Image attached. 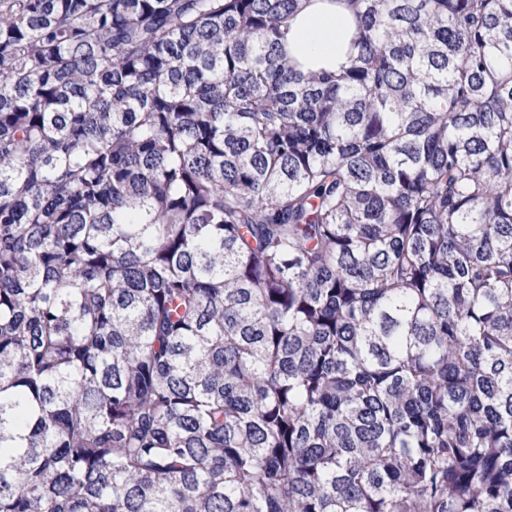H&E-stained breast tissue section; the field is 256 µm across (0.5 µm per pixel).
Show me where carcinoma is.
<instances>
[{
	"label": "carcinoma",
	"instance_id": "carcinoma-1",
	"mask_svg": "<svg viewBox=\"0 0 512 512\" xmlns=\"http://www.w3.org/2000/svg\"><path fill=\"white\" fill-rule=\"evenodd\" d=\"M0 0V512H512V0ZM344 22L336 4L314 2L299 13L290 36L295 50L311 67H335L344 61Z\"/></svg>",
	"mask_w": 512,
	"mask_h": 512
}]
</instances>
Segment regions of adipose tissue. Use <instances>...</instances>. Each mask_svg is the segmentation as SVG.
<instances>
[{
  "label": "adipose tissue",
  "instance_id": "obj_1",
  "mask_svg": "<svg viewBox=\"0 0 512 512\" xmlns=\"http://www.w3.org/2000/svg\"><path fill=\"white\" fill-rule=\"evenodd\" d=\"M343 27V18L335 5L328 0H311L297 17L291 41L308 66L333 67L344 60Z\"/></svg>",
  "mask_w": 512,
  "mask_h": 512
}]
</instances>
